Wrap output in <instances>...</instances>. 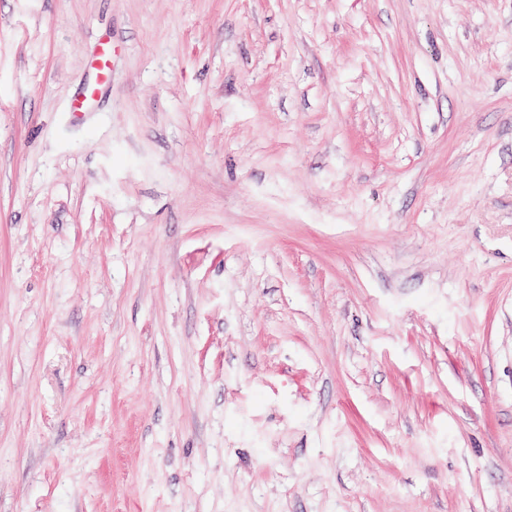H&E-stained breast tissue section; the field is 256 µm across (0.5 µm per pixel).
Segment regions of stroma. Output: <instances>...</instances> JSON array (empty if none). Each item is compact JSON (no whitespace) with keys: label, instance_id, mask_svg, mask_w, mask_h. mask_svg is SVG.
<instances>
[{"label":"stroma","instance_id":"35a3bbf8","mask_svg":"<svg viewBox=\"0 0 512 512\" xmlns=\"http://www.w3.org/2000/svg\"><path fill=\"white\" fill-rule=\"evenodd\" d=\"M0 512H512V0H0ZM113 48L110 40H102L90 61L91 76L77 97L72 99L69 112H87L98 101L112 78Z\"/></svg>","mask_w":512,"mask_h":512}]
</instances>
